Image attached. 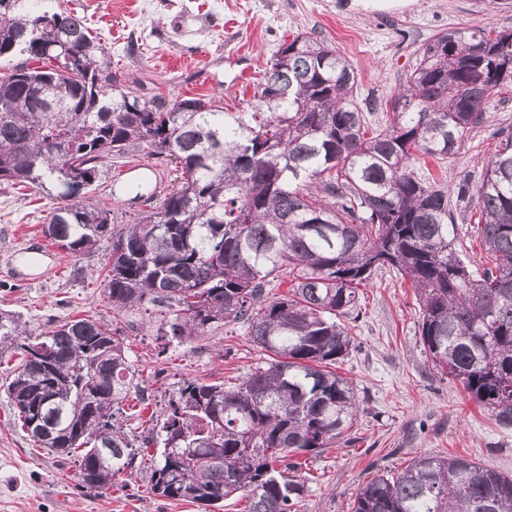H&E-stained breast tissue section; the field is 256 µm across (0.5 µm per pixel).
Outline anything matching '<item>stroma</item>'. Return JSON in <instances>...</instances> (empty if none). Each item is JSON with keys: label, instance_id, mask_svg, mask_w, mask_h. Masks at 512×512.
<instances>
[{"label": "stroma", "instance_id": "stroma-1", "mask_svg": "<svg viewBox=\"0 0 512 512\" xmlns=\"http://www.w3.org/2000/svg\"><path fill=\"white\" fill-rule=\"evenodd\" d=\"M89 20L109 49L112 72L141 93L167 98L222 93L230 110H247L253 89L242 82L246 67L264 69L280 43L296 34L321 36L357 73L366 120L387 121L385 102L398 91L417 50L439 32L472 27L512 30V0H60ZM512 130V91L491 94L484 121L448 158L428 160L448 189L458 249L473 265L487 255L480 244L475 188L496 153L501 131ZM154 165L161 191L174 173L166 161L140 148L105 162L86 191L89 202L110 207L115 224H130L149 205L123 191L116 177L127 166ZM55 201L37 188L0 185V309L20 313L29 329L80 315L110 318L103 279L108 246L73 256L59 249L42 255L27 244L40 235ZM161 311L129 313L125 342L145 381L138 402L140 426H148L165 396L184 378L225 381L259 359L244 329L226 328L208 340L169 349L155 333ZM420 307L395 270L377 272L361 306L344 317L355 340L339 374L353 381L360 411L343 441L308 455V490L297 512H351L359 488L379 470H399L419 452L463 455L512 475V428L497 425L455 381L428 365L419 333ZM144 473L120 474L112 489L93 493L79 483L73 462H59L32 445L15 425L0 391V512H199L195 505L152 495Z\"/></svg>", "mask_w": 512, "mask_h": 512}]
</instances>
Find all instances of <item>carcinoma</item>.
<instances>
[{
	"label": "carcinoma",
	"instance_id": "cac0c4a2",
	"mask_svg": "<svg viewBox=\"0 0 512 512\" xmlns=\"http://www.w3.org/2000/svg\"><path fill=\"white\" fill-rule=\"evenodd\" d=\"M17 52L27 58L0 75V183L55 191L42 227L51 245L80 256L109 243L112 318L35 334L1 309L0 351L19 356L4 392L22 432L75 460L83 487L105 493L136 468L166 500L209 509L240 496L247 512H294L307 482L298 456L332 447L357 419L353 382L336 372L353 345L340 318L386 266L419 300L432 369L512 427V132L476 187L481 272L456 251L448 191L416 168L453 154L491 93L512 86V31L434 36L374 130L355 69L318 36L280 45L250 112L143 98L112 76L86 20L51 0H0V58ZM51 142L96 178L110 156L154 148L180 170L177 185L155 211L114 225L76 197ZM284 277L286 293H273ZM148 305L166 308L156 335L168 346L240 325L261 356L229 387L181 380L158 427L136 434L116 416L144 394L119 323ZM352 512H512V475L419 453L377 471Z\"/></svg>",
	"mask_w": 512,
	"mask_h": 512
}]
</instances>
